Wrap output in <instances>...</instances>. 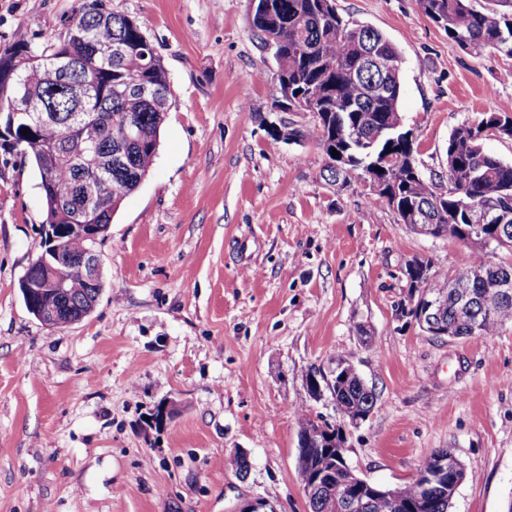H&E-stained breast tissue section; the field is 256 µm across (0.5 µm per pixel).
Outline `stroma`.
<instances>
[{"instance_id":"obj_1","label":"stroma","mask_w":512,"mask_h":512,"mask_svg":"<svg viewBox=\"0 0 512 512\" xmlns=\"http://www.w3.org/2000/svg\"><path fill=\"white\" fill-rule=\"evenodd\" d=\"M81 0H0V46L58 39ZM135 18L173 91L158 154L99 248L103 290L84 320L50 329L19 282L42 252L39 175L0 148V512H237L267 499L309 512L298 474L310 368L350 362L373 386L345 459L383 486L451 449L467 478L450 512L512 501V327L435 339L396 320L408 260L449 273L464 247L415 234L338 189L312 142L274 141L276 63L250 0H105ZM403 60L400 112L425 178L447 177L462 123L512 113V57L467 51L417 0H336ZM366 322L372 335L355 330ZM176 412L150 420L158 405ZM246 453L247 476L231 461Z\"/></svg>"}]
</instances>
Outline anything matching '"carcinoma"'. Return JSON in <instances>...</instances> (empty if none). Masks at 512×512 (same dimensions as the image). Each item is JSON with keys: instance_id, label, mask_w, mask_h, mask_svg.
Masks as SVG:
<instances>
[{"instance_id": "carcinoma-1", "label": "carcinoma", "mask_w": 512, "mask_h": 512, "mask_svg": "<svg viewBox=\"0 0 512 512\" xmlns=\"http://www.w3.org/2000/svg\"><path fill=\"white\" fill-rule=\"evenodd\" d=\"M99 0H83L88 14L83 25L85 42L71 49L60 43L24 49L18 60L22 87L35 97L46 95L56 114L48 138L34 141L27 149L36 170L50 153L56 157V180L67 184L78 178L93 160L107 164L101 180L89 188L82 204L99 211L103 224L112 223L121 203L141 185L157 156L164 124L151 99L166 90L169 79L162 60L153 55L154 46L142 43V31L129 17L97 9ZM267 11H255L250 25L258 35L269 32L280 40L281 57L278 83L288 90V103L316 95L322 115L311 128L298 129L301 139L314 141L328 157L329 181L346 184L351 175L375 177L379 191L373 201L391 208L404 224L406 211L414 208L421 223L433 225V236L460 240L448 225L467 228L476 215L486 213L488 222L482 237L466 247L448 279L435 274L426 278L423 288L446 298L442 313L449 334L458 338L494 336L512 326V296L499 297V280L512 278V264L490 261V254L501 247L512 248V162L487 153L474 132L491 122L494 113L482 117L477 125L464 123L448 137V190L426 179L417 164L415 143L402 141L403 160L391 168H377L375 161L390 148L389 134L401 120L402 92L400 68L379 71L377 57L394 58L402 64L396 46L369 25L344 18L325 0H263ZM421 11L443 27L448 37L464 48L472 43L512 56V0H490L477 10L471 0H418ZM101 42L125 44L128 52L119 58L92 56L86 48ZM71 54L69 69L54 71V58ZM138 77L139 86L122 96L113 93ZM94 110L104 117L100 139L95 144L81 142L70 115ZM133 126L134 139L121 145L115 134L125 124ZM341 150L347 162L336 168L334 149ZM91 241L78 235L64 236L65 253L79 257ZM470 288V299L463 300L448 283ZM102 284L81 287L68 296L55 299L62 319L77 323L96 306ZM336 394V412L341 421L366 413L376 401L373 389L356 374L338 372L331 377ZM298 440L305 443L301 452L319 472L335 458L336 450L326 434L315 433L312 416L296 413ZM448 449L431 452L416 469V476L402 485L396 500H386L369 491L345 489L344 494L361 507L348 508L344 500L323 492L308 502L310 512H411L408 504L428 500V512H448V499L436 484L426 483L424 474L439 467Z\"/></svg>"}]
</instances>
